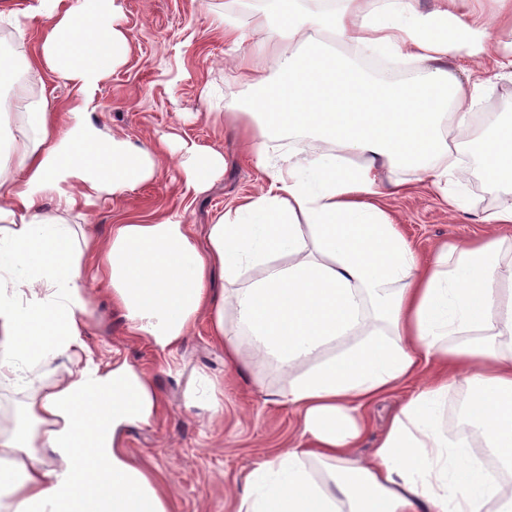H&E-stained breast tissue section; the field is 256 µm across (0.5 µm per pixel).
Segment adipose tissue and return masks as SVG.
I'll return each mask as SVG.
<instances>
[{
    "label": "adipose tissue",
    "instance_id": "ef3b65f1",
    "mask_svg": "<svg viewBox=\"0 0 512 512\" xmlns=\"http://www.w3.org/2000/svg\"><path fill=\"white\" fill-rule=\"evenodd\" d=\"M122 18L123 0H0V26L39 29L26 70L75 91L56 111L0 63V512H169L123 446L163 398L91 346L101 299L158 354L176 357L202 320L225 362L282 374L269 395L300 411L301 440L257 464L237 512H512V238L423 257L378 204L417 183L450 194L465 179L452 139L481 144L492 184H512V113L476 122L483 82L448 70L512 75V0H224L210 26L248 91L225 97L224 124L264 187L202 247L176 213L104 236L78 221L173 155L186 191L224 175L217 150L139 146L92 120L129 51ZM427 368L362 461L363 406ZM185 398L222 417L224 380L193 370Z\"/></svg>",
    "mask_w": 512,
    "mask_h": 512
}]
</instances>
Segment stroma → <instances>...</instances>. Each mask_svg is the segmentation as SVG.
<instances>
[{
    "instance_id": "stroma-1",
    "label": "stroma",
    "mask_w": 512,
    "mask_h": 512,
    "mask_svg": "<svg viewBox=\"0 0 512 512\" xmlns=\"http://www.w3.org/2000/svg\"><path fill=\"white\" fill-rule=\"evenodd\" d=\"M224 0H124L122 24L130 37L126 63L115 70L97 94L92 114L107 131L120 132L136 144L162 133L213 148L224 156V175L197 195L184 194L179 158L164 162L153 181L124 198L90 206L82 223L99 234L111 226L147 221L153 212L179 213L193 225L197 243H204L208 224L237 198L259 192L264 182L242 161L233 133L216 132L213 115L223 104L205 100L204 84L221 93L240 90L228 64L224 40L209 25ZM487 85L480 107L485 112L512 113V77L493 67L473 71ZM467 206L455 208L448 198L424 187L383 198L412 248L429 255L444 242L492 232L487 218L499 202L488 189L481 170L465 181ZM95 340L103 354L118 352L151 373L164 396V411L151 425L132 428L128 453L157 474L165 484L171 512H236L243 479L264 458L276 456L300 442V415L292 406L274 403L255 388L254 379L273 383L277 373L262 362L251 371L227 365L224 350L211 342L205 323H198L177 358L186 370L201 369L224 379V419L209 421L189 408L184 387L168 369V361L146 343L127 336L107 304L98 307ZM419 387L411 380L369 403L371 422L356 452L369 459L390 414Z\"/></svg>"
}]
</instances>
